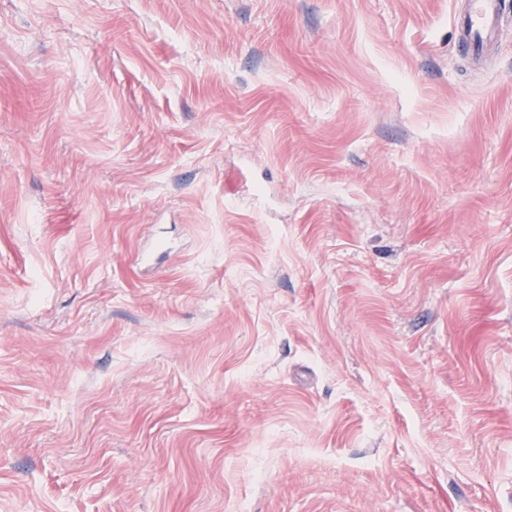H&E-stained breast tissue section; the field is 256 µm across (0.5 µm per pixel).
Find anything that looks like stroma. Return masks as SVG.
<instances>
[{
    "label": "stroma",
    "instance_id": "35a3bbf8",
    "mask_svg": "<svg viewBox=\"0 0 512 512\" xmlns=\"http://www.w3.org/2000/svg\"><path fill=\"white\" fill-rule=\"evenodd\" d=\"M0 0V512H512V0ZM501 0H468L457 19V33L475 55L495 45L501 33Z\"/></svg>",
    "mask_w": 512,
    "mask_h": 512
}]
</instances>
